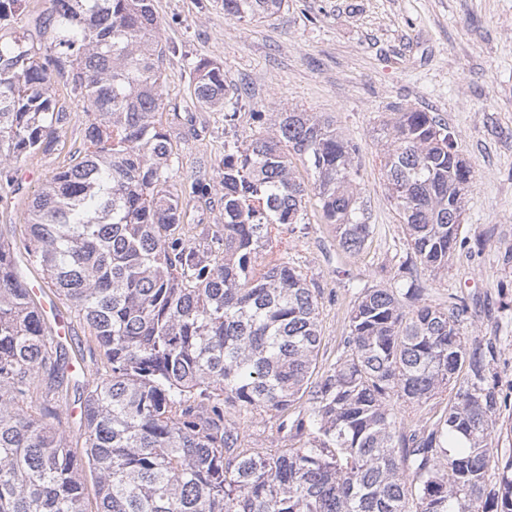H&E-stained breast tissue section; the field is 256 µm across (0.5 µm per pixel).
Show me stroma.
Segmentation results:
<instances>
[{
	"label": "stroma",
	"instance_id": "1",
	"mask_svg": "<svg viewBox=\"0 0 512 512\" xmlns=\"http://www.w3.org/2000/svg\"><path fill=\"white\" fill-rule=\"evenodd\" d=\"M154 8L167 49L163 122L181 156L175 183L214 177L224 157L222 112L199 108L190 95L189 64L200 58L223 64L225 85L244 93L248 114L239 136L251 135V113L297 106L331 117L360 148L363 197L375 226L368 251L355 258L338 252L313 196L307 229L288 237L289 261L319 290V368L336 358L355 288L391 284L407 250L379 170L380 116L408 107L446 123L473 167L463 244L446 274L423 267L417 274L434 300L452 296L467 305V341L496 346V382L506 402L499 421L512 424V0H288L277 17L259 21L225 16L222 0H154ZM50 89L69 103L71 122L64 144L21 166L19 191L0 201V241L16 247L24 243L34 193L69 164L84 137L82 106L71 102L61 80L51 79ZM68 320L69 386L57 409L79 454V393L100 351L76 315Z\"/></svg>",
	"mask_w": 512,
	"mask_h": 512
}]
</instances>
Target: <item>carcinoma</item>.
<instances>
[{"label": "carcinoma", "instance_id": "1", "mask_svg": "<svg viewBox=\"0 0 512 512\" xmlns=\"http://www.w3.org/2000/svg\"><path fill=\"white\" fill-rule=\"evenodd\" d=\"M223 2L224 15L253 20L288 0ZM25 8L0 0V187L66 134L54 74L88 120L82 148L34 195L25 252L103 359L78 456L55 406L63 345L0 243V512H88L86 472L97 512H512V455L492 439L494 347L468 344V308L432 303L414 276L418 264L448 269L473 178L446 125L416 109L380 123V170L408 252L395 284L355 293L336 361L317 376L319 291L301 268L257 255L272 233L306 226L311 194L336 248L364 252L373 225L359 147L298 108L250 113L257 130L241 141L246 102L223 66L190 63L193 101L224 112L228 135L222 220L191 235L187 205L213 185L173 183L153 0H52L31 27H12ZM296 156L313 183L294 176ZM33 397L41 419L20 405ZM227 407L255 420L292 414L281 423L288 448L247 447Z\"/></svg>", "mask_w": 512, "mask_h": 512}]
</instances>
